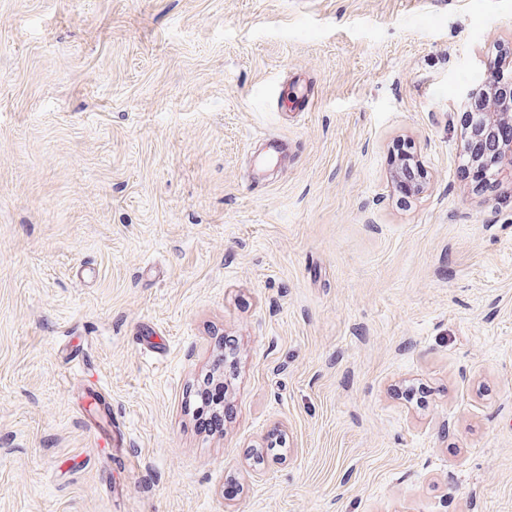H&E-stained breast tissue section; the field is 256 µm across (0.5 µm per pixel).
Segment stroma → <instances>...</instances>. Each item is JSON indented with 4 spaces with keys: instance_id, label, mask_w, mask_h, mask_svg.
Wrapping results in <instances>:
<instances>
[{
    "instance_id": "obj_1",
    "label": "stroma",
    "mask_w": 512,
    "mask_h": 512,
    "mask_svg": "<svg viewBox=\"0 0 512 512\" xmlns=\"http://www.w3.org/2000/svg\"><path fill=\"white\" fill-rule=\"evenodd\" d=\"M502 54L512 0H0V512H512V189L460 139ZM284 97V105L288 111L308 112L312 108V97H309L304 87L299 84H293L292 86L287 84L284 88ZM226 384L214 375L204 380V388L197 391L194 400L193 413L200 427L212 435L224 431V416L226 417Z\"/></svg>"
}]
</instances>
